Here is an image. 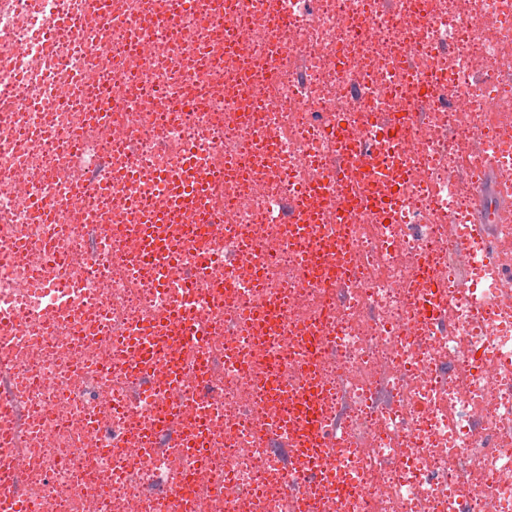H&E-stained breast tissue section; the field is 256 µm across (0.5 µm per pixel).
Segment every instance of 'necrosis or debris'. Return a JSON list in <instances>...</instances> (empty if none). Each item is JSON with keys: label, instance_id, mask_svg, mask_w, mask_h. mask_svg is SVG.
Here are the masks:
<instances>
[{"label": "necrosis or debris", "instance_id": "1", "mask_svg": "<svg viewBox=\"0 0 512 512\" xmlns=\"http://www.w3.org/2000/svg\"><path fill=\"white\" fill-rule=\"evenodd\" d=\"M168 8L129 0L108 29L84 0L0 11V296L25 311L0 322V336L22 338L10 357L30 424L18 492L35 512H154L172 488L185 512H300L292 480L305 459L285 454L287 439L253 438L286 408L271 368L295 386L314 334L325 340L318 406L328 422H351L359 446L335 466L371 512L452 502L512 512V267H488L478 239L463 257L445 249L470 226L483 156L512 181V123L482 121L488 66L512 45L484 20L493 8L512 16V0H284L281 29L252 0L232 12L180 0L175 27ZM59 15L66 27H52ZM432 76L445 93L414 112ZM409 111L411 130L391 136V113ZM360 140L375 154L368 192L389 212L362 216L340 250L336 163ZM183 169L207 184L211 223H171L167 234L184 245L206 235L208 264L184 256L162 282L141 262L140 226L171 209L167 175ZM317 178L313 254L288 228L297 193ZM91 180L99 190L78 193ZM33 200L52 222L32 216ZM422 254L457 297L439 327L418 309ZM322 255L356 265L355 276L319 284ZM205 278L231 286L218 299L191 291ZM73 283L80 319L41 310L44 289ZM182 288L210 358L208 404L179 417L204 420L201 461L147 439L165 370L143 384L115 368L122 337L150 327ZM270 298L283 316L277 338L254 320ZM113 436L126 454L107 451Z\"/></svg>", "mask_w": 512, "mask_h": 512}]
</instances>
